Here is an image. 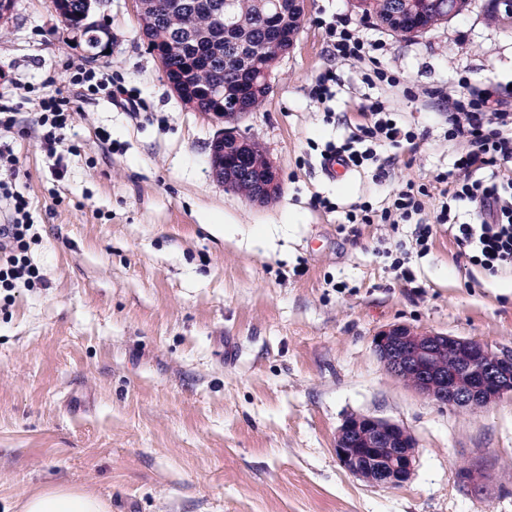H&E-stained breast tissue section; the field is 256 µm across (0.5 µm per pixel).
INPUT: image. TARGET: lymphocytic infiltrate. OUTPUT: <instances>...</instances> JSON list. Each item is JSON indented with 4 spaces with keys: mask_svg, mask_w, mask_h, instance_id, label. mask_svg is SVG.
I'll use <instances>...</instances> for the list:
<instances>
[{
    "mask_svg": "<svg viewBox=\"0 0 512 512\" xmlns=\"http://www.w3.org/2000/svg\"><path fill=\"white\" fill-rule=\"evenodd\" d=\"M325 39L337 60L361 63L369 60L378 43L361 36L349 22L337 18L323 25ZM39 122L44 129L42 143L54 151L60 142L74 102L54 91L41 103ZM369 120L359 125L350 141L330 145L323 158H336L350 168L362 167L376 159V144L395 147H417L418 133L403 129L385 112L382 103L369 107ZM448 139L458 143L462 152L451 173L436 175L439 184L436 223L447 225L458 248L459 256L481 267L489 275L512 269V106L494 98L489 89L460 77L455 89L448 93ZM430 191L426 185L406 182L394 195L391 207L376 212L368 206L353 207L347 215L349 224H398L421 214ZM466 202L474 207L476 221L460 224L455 220L456 206ZM29 202L15 197V218L0 225V288L12 290L17 283L27 285L39 280L37 268L24 256L27 237Z\"/></svg>",
    "mask_w": 512,
    "mask_h": 512,
    "instance_id": "1",
    "label": "lymphocytic infiltrate"
}]
</instances>
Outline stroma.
Segmentation results:
<instances>
[{"mask_svg":"<svg viewBox=\"0 0 512 512\" xmlns=\"http://www.w3.org/2000/svg\"><path fill=\"white\" fill-rule=\"evenodd\" d=\"M485 7L404 38L348 0H307L268 100L240 123L282 178L259 206L212 179L216 127L172 92L130 0H103L113 48L97 60L47 0H17L0 25V87L21 104L12 189L30 201L26 255L42 282L0 297V512L57 486L110 512H512V397L438 406L373 347L401 323L512 353V270L491 277L458 257L431 199L424 250L410 224L340 229L351 206L382 210L401 182L452 169L447 101L410 90L466 75L512 103V28L489 24ZM335 17L382 42L399 84L367 85L359 65L331 57L320 23ZM69 61L107 71L148 111L72 84ZM327 68L339 80L323 106L309 86ZM53 86L77 107L54 158L38 124ZM376 100L424 134L419 149L379 147L394 160L380 181L369 167L325 176L321 149L349 140ZM353 414L415 438L403 486H370L340 463L336 433ZM464 468L483 480L464 483Z\"/></svg>","mask_w":512,"mask_h":512,"instance_id":"35a3bbf8","label":"stroma"}]
</instances>
